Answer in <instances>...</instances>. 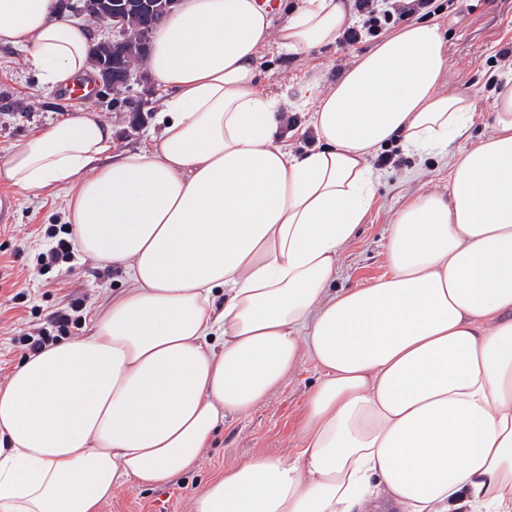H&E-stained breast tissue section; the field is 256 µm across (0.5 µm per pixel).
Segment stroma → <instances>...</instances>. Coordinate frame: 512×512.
<instances>
[{
	"mask_svg": "<svg viewBox=\"0 0 512 512\" xmlns=\"http://www.w3.org/2000/svg\"><path fill=\"white\" fill-rule=\"evenodd\" d=\"M437 19L442 23L448 69L442 87L450 92L472 95L479 122L458 139L462 149L487 135L492 124L493 91L499 79L512 76L498 52L512 47V0H436ZM377 44L365 38L353 45L327 46L306 56H286L275 46H267L259 61V87L265 92L287 97L295 105L299 121H307L314 104L306 103L308 83L320 86L335 83L350 68L357 55ZM130 97H144L149 105L144 121L132 126L110 96L90 100L101 119L112 128L115 151L145 144L153 131L154 112L162 99L151 75H144L129 89ZM80 102L64 91L44 89L36 73L21 53L0 47V154L16 139L36 128L62 120ZM400 164L379 170L375 199L355 235L339 255L334 288H355L382 276L387 270L386 238L397 212L418 194L448 191V157L415 155L394 141ZM0 193L9 195L12 206L0 220V385L25 358L15 339L30 317H45L60 298L72 292L88 297L86 324L82 335H90L91 319L111 302L113 295L127 288L120 269L82 256L41 275L36 263L49 240L46 227L66 221L68 196L65 189L53 188L37 196L1 184ZM317 379L312 362L302 367L283 386L272 391L266 401L245 416L226 419L197 465L188 472L163 482L137 487L122 484L103 501L99 512H192L196 491L225 469L253 455L293 454L298 445V429L305 413L307 394Z\"/></svg>",
	"mask_w": 512,
	"mask_h": 512,
	"instance_id": "obj_1",
	"label": "stroma"
}]
</instances>
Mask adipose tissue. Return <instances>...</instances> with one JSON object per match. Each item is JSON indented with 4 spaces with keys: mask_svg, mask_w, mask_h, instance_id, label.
Masks as SVG:
<instances>
[{
    "mask_svg": "<svg viewBox=\"0 0 512 512\" xmlns=\"http://www.w3.org/2000/svg\"><path fill=\"white\" fill-rule=\"evenodd\" d=\"M353 23L344 0L280 24L270 0H180L151 37L157 136L113 152L86 107L0 156L1 181L67 189L77 251L129 282L90 335L0 386V512H98L121 484L187 472L307 360L298 451L225 471L193 512H512V78L491 134L450 153L447 194L397 214L387 273L330 292L374 200L371 156L398 138L446 152L478 119L441 89L440 23L412 24L317 92L316 144L294 151L261 52L307 54ZM0 45L51 90L91 68V30L58 0H0Z\"/></svg>",
    "mask_w": 512,
    "mask_h": 512,
    "instance_id": "ef3b65f1",
    "label": "adipose tissue"
}]
</instances>
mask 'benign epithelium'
I'll use <instances>...</instances> for the list:
<instances>
[{"label": "benign epithelium", "instance_id": "obj_1", "mask_svg": "<svg viewBox=\"0 0 512 512\" xmlns=\"http://www.w3.org/2000/svg\"><path fill=\"white\" fill-rule=\"evenodd\" d=\"M178 0H59L61 10L108 26L110 35L93 46L91 65L100 92L117 94L139 81L133 58L143 61L152 28Z\"/></svg>", "mask_w": 512, "mask_h": 512}]
</instances>
